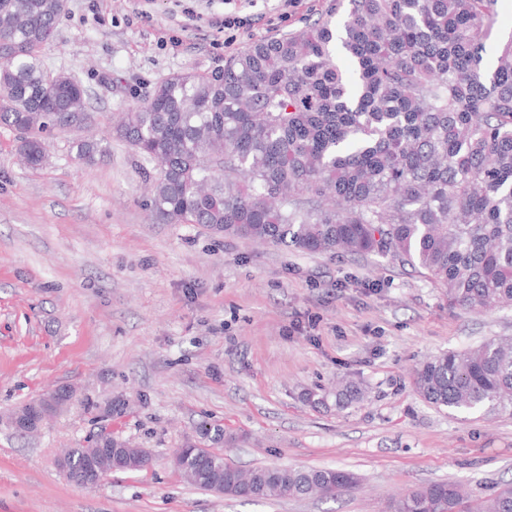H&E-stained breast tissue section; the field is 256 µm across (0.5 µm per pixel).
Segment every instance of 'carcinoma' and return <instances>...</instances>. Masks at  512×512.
Segmentation results:
<instances>
[{
    "label": "carcinoma",
    "mask_w": 512,
    "mask_h": 512,
    "mask_svg": "<svg viewBox=\"0 0 512 512\" xmlns=\"http://www.w3.org/2000/svg\"><path fill=\"white\" fill-rule=\"evenodd\" d=\"M499 0H349L332 15L259 39L215 76L173 75L115 127L156 170L155 214L215 237L307 253L377 254L443 289L448 306L480 313L512 305V35L485 66ZM63 0H0V125L24 134L30 167L43 133L85 114L86 89L51 75L39 52L55 35ZM348 57L347 72L337 59ZM93 163L102 140L75 142ZM416 392L436 408L483 415L512 410V338H488L425 362ZM73 389L14 410L6 424L38 429ZM336 406L363 398L336 387ZM201 426L176 458L186 480L243 500L334 496L357 474L338 468L241 469L209 445ZM142 470L149 452L107 433L103 450L69 449L60 466L77 484L112 470ZM394 512H512V481L466 505L457 487L430 483Z\"/></svg>",
    "instance_id": "obj_1"
}]
</instances>
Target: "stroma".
Instances as JSON below:
<instances>
[{
  "instance_id": "35a3bbf8",
  "label": "stroma",
  "mask_w": 512,
  "mask_h": 512,
  "mask_svg": "<svg viewBox=\"0 0 512 512\" xmlns=\"http://www.w3.org/2000/svg\"><path fill=\"white\" fill-rule=\"evenodd\" d=\"M336 0H66L43 69L88 92L86 136L106 156L75 158L78 134L54 128L36 168L0 126V512H387L433 481L471 498L512 480V413L451 415L416 392L421 362L512 336V306L450 308L442 289L375 255L302 253L168 224L153 211L156 174L109 130L165 79L211 76L261 38L329 14ZM244 12L247 29L213 20ZM349 376L347 408L317 404ZM65 411L33 433L3 417L51 390ZM118 404L108 429L146 449L149 467L93 485L58 461L96 435L95 405ZM216 452L249 469L338 467L358 474L333 498L241 501L184 481L175 458L200 425Z\"/></svg>"
}]
</instances>
